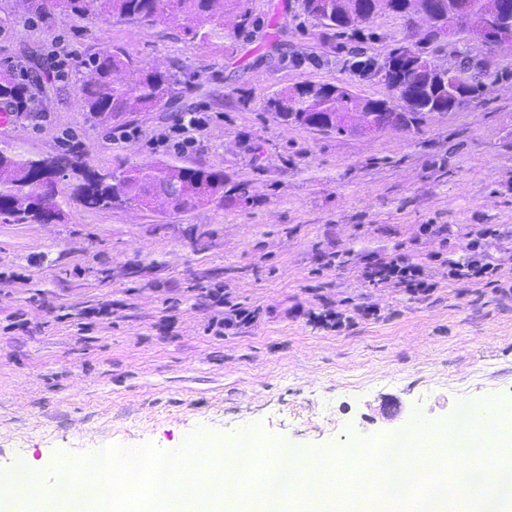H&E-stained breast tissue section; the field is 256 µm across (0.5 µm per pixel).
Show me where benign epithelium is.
Returning a JSON list of instances; mask_svg holds the SVG:
<instances>
[{"mask_svg": "<svg viewBox=\"0 0 512 512\" xmlns=\"http://www.w3.org/2000/svg\"><path fill=\"white\" fill-rule=\"evenodd\" d=\"M408 8L410 18L420 17L425 21L423 32L431 35L433 46L445 37L457 40L461 36L486 45L512 43V25L502 20L507 12L502 0H458L457 4L448 6L446 22L440 18L441 3L438 0H410ZM468 70V65L464 63L442 68L434 64L430 56L405 45L396 57L387 59L381 65L380 76L387 83L397 79L416 87L425 81L430 84L448 81L454 85L451 108L455 109L468 97L466 83L457 79L459 74ZM407 119L406 112H378L365 100L358 101V107L353 112L336 113V122L360 136L380 133L389 128L406 132Z\"/></svg>", "mask_w": 512, "mask_h": 512, "instance_id": "7a95c632", "label": "benign epithelium"}]
</instances>
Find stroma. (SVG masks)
<instances>
[{"label":"stroma","mask_w":512,"mask_h":512,"mask_svg":"<svg viewBox=\"0 0 512 512\" xmlns=\"http://www.w3.org/2000/svg\"><path fill=\"white\" fill-rule=\"evenodd\" d=\"M249 33L199 46L172 23L140 28L58 15L52 28L22 0H0V68L37 73L31 110L1 128L25 156L78 155L100 172L152 158L224 170L253 198L228 197L167 215L138 206L96 210L58 178L61 221L0 220V467H42L114 445L180 447L204 428L221 441L260 425L297 448L386 439L415 414L445 424L478 399L512 401V300L495 284L448 278L467 232L512 280V45L447 43L438 64H492L479 95L427 118L418 132L323 134L283 125L266 102L302 82L396 99L355 55L383 59L417 26L376 13L362 34L327 39L303 0H247ZM79 58L119 46L186 73L190 92L127 126L94 124L75 70L52 77L59 46ZM206 127L194 145L168 138L179 119ZM424 224L443 234H422ZM400 252L426 262L437 288L413 297L374 287L362 269ZM258 309L250 327L208 329L206 288ZM111 305V319L86 312ZM324 304L353 312L338 331L296 315ZM372 304L379 318L357 315ZM19 324L7 329L8 316Z\"/></svg>","instance_id":"stroma-1"}]
</instances>
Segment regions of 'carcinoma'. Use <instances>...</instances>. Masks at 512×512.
Instances as JSON below:
<instances>
[{"label": "carcinoma", "mask_w": 512, "mask_h": 512, "mask_svg": "<svg viewBox=\"0 0 512 512\" xmlns=\"http://www.w3.org/2000/svg\"><path fill=\"white\" fill-rule=\"evenodd\" d=\"M27 11L46 26L52 25L56 15H94L138 26L157 22L175 23L186 40L201 46H211L218 39L236 40L249 25V12L243 0H25ZM308 15L317 25L333 34L347 30L359 31L358 25L344 21L323 20L313 11ZM89 72L82 81V103L89 117L110 126L135 112L163 111L178 95L190 88L184 74L148 64L129 55L121 47H112L90 55L84 62ZM388 88L398 93L401 104L386 99L377 103L384 112H409L414 128L433 115L429 103L434 94L420 90V105L406 108L403 90L396 84ZM0 101L17 113L29 111L31 90L28 79H19L10 70L0 71ZM357 106L355 96L342 90L330 95L325 107L318 111L324 125L333 126V132L344 134V127L336 125V113L349 112ZM268 107L285 125L290 124L288 113L297 111L295 100L288 90L280 91L269 100ZM64 167L62 157H24L0 146V216L14 224H45L59 219L60 209L55 176ZM180 185V192L165 201L168 210L177 212L224 200V171L202 166L177 168L169 160H151L122 171L120 174H99L82 171V182L77 186L80 202L91 209L117 208L135 202L143 207L155 204L157 190L171 182Z\"/></svg>", "instance_id": "cac0c4a2"}]
</instances>
